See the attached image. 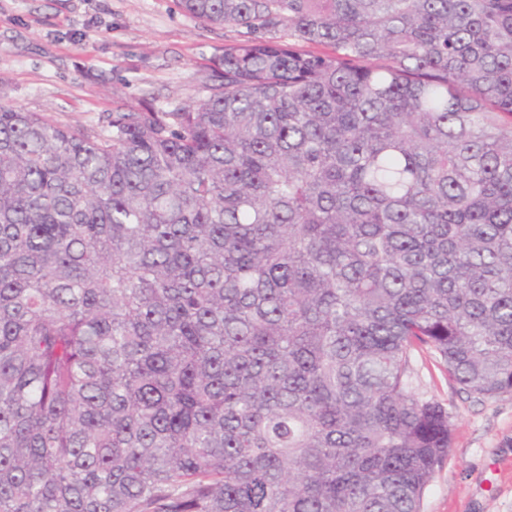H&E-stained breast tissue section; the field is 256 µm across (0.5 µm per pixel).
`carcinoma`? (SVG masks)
Segmentation results:
<instances>
[{
  "label": "carcinoma",
  "instance_id": "carcinoma-1",
  "mask_svg": "<svg viewBox=\"0 0 512 512\" xmlns=\"http://www.w3.org/2000/svg\"><path fill=\"white\" fill-rule=\"evenodd\" d=\"M177 112L0 103V512H420L512 394V0H179Z\"/></svg>",
  "mask_w": 512,
  "mask_h": 512
}]
</instances>
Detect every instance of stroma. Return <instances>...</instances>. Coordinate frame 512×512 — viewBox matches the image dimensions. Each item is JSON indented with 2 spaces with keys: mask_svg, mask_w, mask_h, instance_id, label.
Wrapping results in <instances>:
<instances>
[{
  "mask_svg": "<svg viewBox=\"0 0 512 512\" xmlns=\"http://www.w3.org/2000/svg\"><path fill=\"white\" fill-rule=\"evenodd\" d=\"M237 37L174 0H0V102L95 132L115 112H173L205 97L201 75ZM413 367L454 425L421 512H512V396L459 392L426 356Z\"/></svg>",
  "mask_w": 512,
  "mask_h": 512,
  "instance_id": "1",
  "label": "stroma"
}]
</instances>
